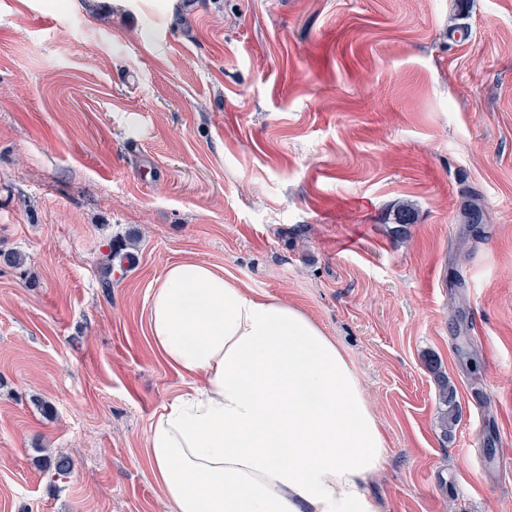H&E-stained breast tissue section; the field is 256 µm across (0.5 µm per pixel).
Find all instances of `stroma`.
I'll use <instances>...</instances> for the list:
<instances>
[{"instance_id":"1","label":"stroma","mask_w":512,"mask_h":512,"mask_svg":"<svg viewBox=\"0 0 512 512\" xmlns=\"http://www.w3.org/2000/svg\"><path fill=\"white\" fill-rule=\"evenodd\" d=\"M0 250V512H170L148 307L190 258L348 355L378 512H512V0H0ZM439 385V400L443 408L440 412V426L446 432L452 428L457 420L453 391L448 390V381L443 378Z\"/></svg>"}]
</instances>
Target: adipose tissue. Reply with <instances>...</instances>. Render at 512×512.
<instances>
[{
	"label": "adipose tissue",
	"instance_id": "adipose-tissue-1",
	"mask_svg": "<svg viewBox=\"0 0 512 512\" xmlns=\"http://www.w3.org/2000/svg\"><path fill=\"white\" fill-rule=\"evenodd\" d=\"M153 346L188 391L146 448L172 512H376L386 457L351 361L300 307L207 263L169 264L149 301Z\"/></svg>",
	"mask_w": 512,
	"mask_h": 512
}]
</instances>
